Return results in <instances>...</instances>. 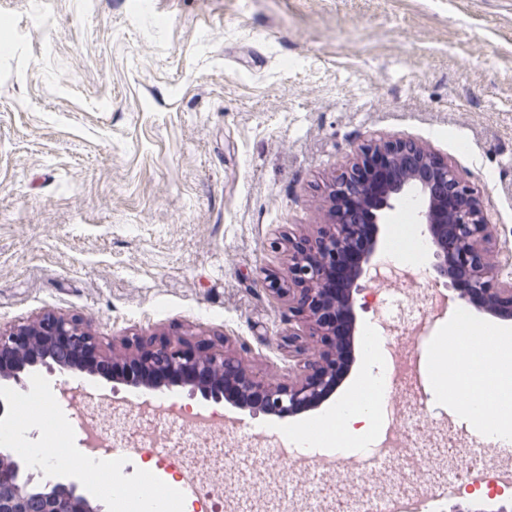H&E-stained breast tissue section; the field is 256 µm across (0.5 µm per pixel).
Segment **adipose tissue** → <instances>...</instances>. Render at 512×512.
<instances>
[{
	"mask_svg": "<svg viewBox=\"0 0 512 512\" xmlns=\"http://www.w3.org/2000/svg\"><path fill=\"white\" fill-rule=\"evenodd\" d=\"M480 333L476 339L462 325L449 323L446 335L436 341L430 363L433 384L442 396L460 387L473 392V399L462 402L459 408L471 432L488 440L511 439L512 332L487 325ZM381 346L377 336L366 334L362 372L348 394L337 401L331 417L289 430L296 447L306 451L321 443L329 444L337 434L358 446L368 442L380 426L381 408L388 395ZM70 466L81 472L90 488L113 497L131 495L142 500L152 484L146 475L133 486L120 481L115 488L104 489L100 475L107 468L106 462L81 452L75 454Z\"/></svg>",
	"mask_w": 512,
	"mask_h": 512,
	"instance_id": "1",
	"label": "adipose tissue"
}]
</instances>
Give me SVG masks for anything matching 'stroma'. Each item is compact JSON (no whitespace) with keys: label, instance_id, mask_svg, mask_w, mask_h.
Returning a JSON list of instances; mask_svg holds the SVG:
<instances>
[{"label":"stroma","instance_id":"stroma-1","mask_svg":"<svg viewBox=\"0 0 512 512\" xmlns=\"http://www.w3.org/2000/svg\"><path fill=\"white\" fill-rule=\"evenodd\" d=\"M412 140L466 174L512 273V0H0V329L51 311L103 345L218 341L257 379L288 384V324L260 288L288 279L289 236H316L360 145ZM467 152H458L457 141ZM46 385V447L86 446L63 385ZM427 433L472 435L422 381ZM244 415L231 438L238 512H305L315 486L360 505L421 502L452 465L413 474L345 451L336 484L298 472L286 432L323 417ZM512 494L449 491L431 512H498Z\"/></svg>","mask_w":512,"mask_h":512}]
</instances>
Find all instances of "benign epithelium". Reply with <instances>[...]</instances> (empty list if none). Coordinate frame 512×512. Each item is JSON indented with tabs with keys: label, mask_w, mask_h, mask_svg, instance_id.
<instances>
[{
	"label": "benign epithelium",
	"mask_w": 512,
	"mask_h": 512,
	"mask_svg": "<svg viewBox=\"0 0 512 512\" xmlns=\"http://www.w3.org/2000/svg\"><path fill=\"white\" fill-rule=\"evenodd\" d=\"M408 200L426 227L435 269L450 279L455 299L485 315L512 319V275L503 278L489 260L494 225L465 175L413 141L386 140L359 148L356 162L336 177L328 194L324 227L314 238L288 241L286 288L275 278L260 287L288 299V316L300 317L292 341L312 340L317 350L299 365L298 380L271 385L254 379L245 360L180 335L122 340L136 352L107 354L76 317L46 313L9 331L0 330V420L12 416V386L44 368L66 375L95 365L109 381L136 387H187L207 403L285 417L318 407L338 388L352 362L357 330L358 282L369 279L380 232ZM0 512H102L79 481L32 469L12 448H0Z\"/></svg>",
	"instance_id": "obj_1"
}]
</instances>
